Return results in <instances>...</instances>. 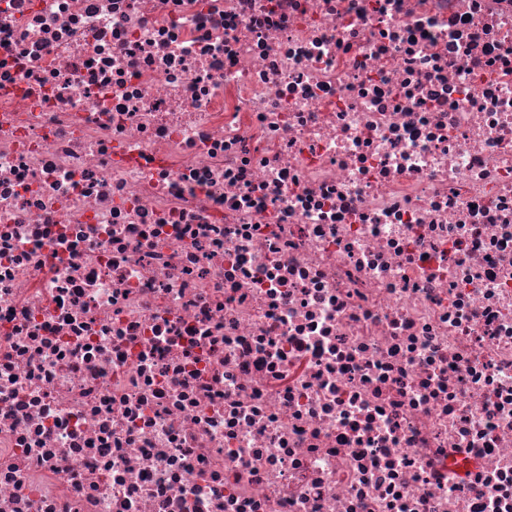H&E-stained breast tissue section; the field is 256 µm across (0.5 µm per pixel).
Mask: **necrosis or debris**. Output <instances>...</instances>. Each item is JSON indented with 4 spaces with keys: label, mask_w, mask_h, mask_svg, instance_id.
Wrapping results in <instances>:
<instances>
[{
    "label": "necrosis or debris",
    "mask_w": 512,
    "mask_h": 512,
    "mask_svg": "<svg viewBox=\"0 0 512 512\" xmlns=\"http://www.w3.org/2000/svg\"><path fill=\"white\" fill-rule=\"evenodd\" d=\"M0 512H512V0H0Z\"/></svg>",
    "instance_id": "1"
}]
</instances>
